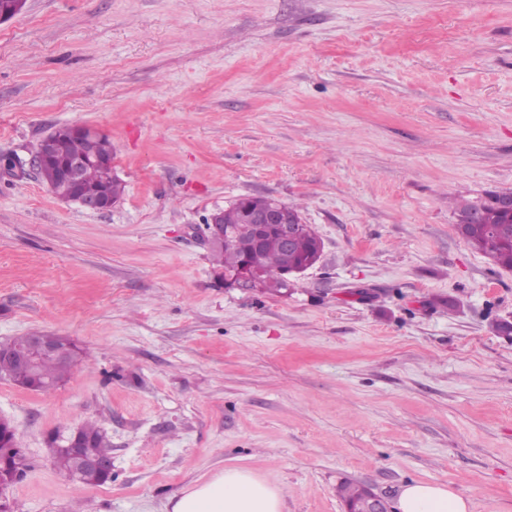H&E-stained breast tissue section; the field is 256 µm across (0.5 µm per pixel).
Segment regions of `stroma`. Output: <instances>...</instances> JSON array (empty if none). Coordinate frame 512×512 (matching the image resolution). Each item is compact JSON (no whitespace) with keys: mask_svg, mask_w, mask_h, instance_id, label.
Here are the masks:
<instances>
[{"mask_svg":"<svg viewBox=\"0 0 512 512\" xmlns=\"http://www.w3.org/2000/svg\"><path fill=\"white\" fill-rule=\"evenodd\" d=\"M68 124L112 141L111 210L32 170ZM510 190L512 0H26L0 24V341L91 358L49 393L0 380L11 512H171L229 465L284 512H344L345 481L512 512V270L455 214ZM242 196L323 241L287 293L212 264L204 225ZM88 422L99 486L48 444Z\"/></svg>","mask_w":512,"mask_h":512,"instance_id":"stroma-1","label":"stroma"}]
</instances>
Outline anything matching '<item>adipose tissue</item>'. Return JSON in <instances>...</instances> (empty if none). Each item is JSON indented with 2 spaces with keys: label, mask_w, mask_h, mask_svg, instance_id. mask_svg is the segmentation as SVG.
<instances>
[{
  "label": "adipose tissue",
  "mask_w": 512,
  "mask_h": 512,
  "mask_svg": "<svg viewBox=\"0 0 512 512\" xmlns=\"http://www.w3.org/2000/svg\"><path fill=\"white\" fill-rule=\"evenodd\" d=\"M281 490L251 469L230 465L183 492L172 512H283ZM397 512H472L469 499L447 486L427 482L405 485Z\"/></svg>",
  "instance_id": "1"
}]
</instances>
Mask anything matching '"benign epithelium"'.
I'll return each instance as SVG.
<instances>
[{
  "instance_id": "7a95c632",
  "label": "benign epithelium",
  "mask_w": 512,
  "mask_h": 512,
  "mask_svg": "<svg viewBox=\"0 0 512 512\" xmlns=\"http://www.w3.org/2000/svg\"><path fill=\"white\" fill-rule=\"evenodd\" d=\"M68 133L81 134L90 141H95L101 137L98 130L82 125H65L55 129L42 140V147L33 155L32 163L36 171H42L51 158L48 145L52 143L55 137ZM89 166L101 168L104 171V182L106 183L115 177L112 158H105L100 154L82 156L63 162L57 168V176L60 181L68 186V190L67 194L58 197V200L75 203L90 211H108L116 205V201L109 197L107 190L103 189L98 194L90 196L83 193L78 186L79 172ZM243 224H245L247 232L244 236L235 238V243L239 245L248 258L262 250L267 234L273 231L278 234L282 250L287 254L292 252L295 239L300 231V225L288 220L286 212L278 205H267L262 208L246 206L243 210ZM261 277L262 270L258 266L246 262L238 272L225 276V279L233 287L247 290ZM28 337L32 342L41 344L43 355L59 361L68 360V353L63 348L56 344L42 342L41 334L30 333ZM1 359L23 365L31 363L24 352L19 349H11L9 344L4 342H0ZM84 441L85 438L78 429L63 438L62 448L73 457L76 466L75 472L93 469L100 472L106 480L112 478V457L109 456L103 459L85 457L82 452ZM14 447H16V443L13 435L10 436L5 445L0 447V494L19 474V471L7 462L8 453ZM345 512H392V509L385 497L371 491L361 501L346 505Z\"/></svg>"
}]
</instances>
